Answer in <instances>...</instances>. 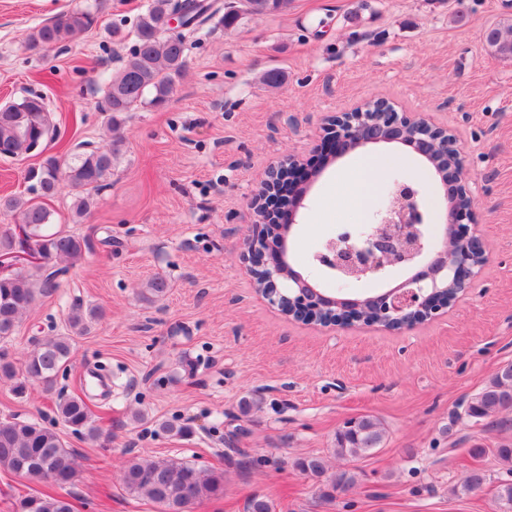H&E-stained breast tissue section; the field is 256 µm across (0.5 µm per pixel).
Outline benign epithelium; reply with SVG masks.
<instances>
[{"mask_svg": "<svg viewBox=\"0 0 512 512\" xmlns=\"http://www.w3.org/2000/svg\"><path fill=\"white\" fill-rule=\"evenodd\" d=\"M324 131L338 158L369 145L402 143L432 165L443 185L453 180L454 198L446 207L443 235L436 239L425 224L421 189L397 181L373 223L327 238L314 261L345 284L385 281L397 267L406 276L374 293L351 297L341 289L327 292L313 275L294 270L287 261V236L310 188L300 180L299 161L290 157L288 166L268 172L258 192L271 200L284 183L292 184L288 215L280 220L271 209L254 206L256 219L242 242L251 278L261 274L272 284L257 294L279 311L297 312L295 322L331 330L361 327L402 332L448 315L491 258L488 241L477 229L472 176L454 132L419 113L399 111L382 98L328 116ZM38 261L39 256L23 250L0 255V277L17 276L23 267Z\"/></svg>", "mask_w": 512, "mask_h": 512, "instance_id": "7a95c632", "label": "benign epithelium"}]
</instances>
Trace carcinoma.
Segmentation results:
<instances>
[{"label": "carcinoma", "mask_w": 512, "mask_h": 512, "mask_svg": "<svg viewBox=\"0 0 512 512\" xmlns=\"http://www.w3.org/2000/svg\"><path fill=\"white\" fill-rule=\"evenodd\" d=\"M292 0H224L219 8L204 0H150L135 27V44L121 67L108 81L98 102L107 114L109 128L121 126L126 116L140 108H160L173 93L174 85L187 67V39L198 34L200 27L215 15L224 28L235 27L247 16H260L288 11ZM182 6L185 32L172 36L166 25L168 16ZM97 9L86 8L63 12L53 20L35 28L30 35L32 45L50 46L91 29L96 23ZM486 48L495 55L512 59V22L496 24L484 35ZM52 125L43 98L24 97L7 104L0 112V157L15 158L36 145L53 139ZM119 157L118 142L107 148L82 147L66 168L55 157L47 158L26 171L33 197L0 199V210L15 213L27 225L26 248L40 254L42 263H31L15 279L0 278V380L11 384V392L24 397L27 382L39 381L45 392L56 394L58 417L76 434L95 442L100 437L96 415L79 395L55 393L56 376L68 361L74 337L90 331L101 318L102 311L92 305H75L68 315L67 332L37 344L21 361H15L7 348L16 333L21 317L36 301L50 294L59 273L56 264L74 262L91 249L88 239L59 229L48 230L51 213L43 200L54 197L61 182L77 191L72 209L78 218L90 210L94 196L105 186ZM14 228L0 227V255L15 251ZM468 417L492 425L512 414V363L501 366L481 391L468 398ZM385 428L373 415L352 418L336 429L334 455L361 460L376 455L383 448ZM296 467L304 474L325 482L328 490L321 493L332 498V491L347 490L358 481V473L341 470L325 479L323 456L300 458ZM0 469L8 470L31 483L64 487L72 483L76 473L73 450L51 428L26 418L12 415L0 418ZM487 480L485 472L473 468L456 494L480 489ZM122 482L130 494L142 495L160 506L161 512H192L195 505L224 496V472L204 469L194 463L174 459H132L123 469ZM15 512H73L71 501L58 494L33 493L22 497Z\"/></svg>", "instance_id": "carcinoma-1"}]
</instances>
